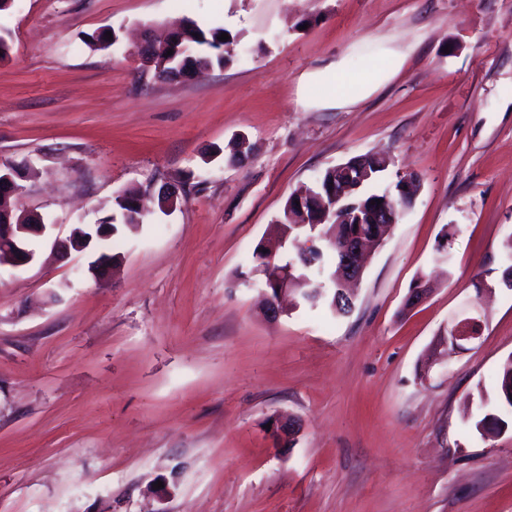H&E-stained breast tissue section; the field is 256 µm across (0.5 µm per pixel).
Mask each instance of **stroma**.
Wrapping results in <instances>:
<instances>
[{
    "instance_id": "obj_1",
    "label": "stroma",
    "mask_w": 512,
    "mask_h": 512,
    "mask_svg": "<svg viewBox=\"0 0 512 512\" xmlns=\"http://www.w3.org/2000/svg\"><path fill=\"white\" fill-rule=\"evenodd\" d=\"M184 20L237 34L233 60L157 79L137 49ZM0 35V165L34 168L25 207L65 235L131 187L181 199L105 275L40 239L0 266V512H156L170 475L167 512H512V0H14ZM387 49L405 61L369 97L304 99ZM375 152L379 188L420 184L351 312L266 319L253 249L295 191ZM465 317L479 339L435 360ZM484 393L502 431L476 427Z\"/></svg>"
}]
</instances>
